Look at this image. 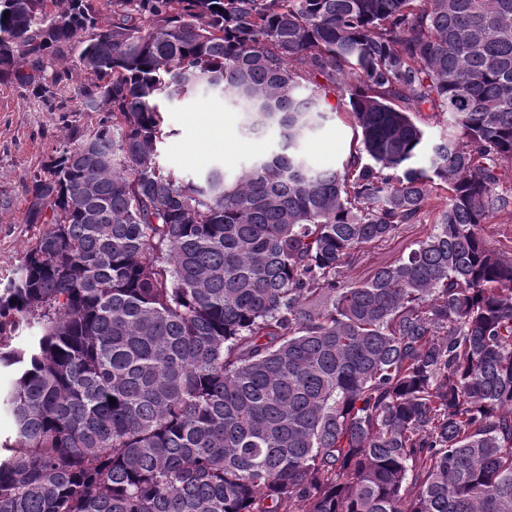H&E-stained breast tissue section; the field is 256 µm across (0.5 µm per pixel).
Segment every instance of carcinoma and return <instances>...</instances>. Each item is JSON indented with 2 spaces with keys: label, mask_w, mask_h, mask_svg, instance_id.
Segmentation results:
<instances>
[{
  "label": "carcinoma",
  "mask_w": 512,
  "mask_h": 512,
  "mask_svg": "<svg viewBox=\"0 0 512 512\" xmlns=\"http://www.w3.org/2000/svg\"><path fill=\"white\" fill-rule=\"evenodd\" d=\"M97 2L0 0V85L52 109L82 76L94 119L30 173L48 229L0 287V512H512V258L481 234L512 220V0ZM202 82L279 133L233 180L158 161ZM342 111L356 145L309 168ZM431 227L430 221H424V218L415 224H407L393 240L355 252L341 268L340 275L350 281L369 279L379 268L391 265L406 255L416 241L426 237Z\"/></svg>",
  "instance_id": "obj_1"
}]
</instances>
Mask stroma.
Wrapping results in <instances>:
<instances>
[{
    "mask_svg": "<svg viewBox=\"0 0 512 512\" xmlns=\"http://www.w3.org/2000/svg\"><path fill=\"white\" fill-rule=\"evenodd\" d=\"M75 102V92H68L64 111L57 112L33 100L20 85H0V279L11 275L44 230L26 221L29 174L68 144L71 123L90 122L74 112ZM167 122L173 134L160 145L159 161L186 178L216 166L227 177L239 176L253 161L274 152L279 140L273 129L261 135L243 131L236 107L202 92L171 103ZM354 138L350 125L335 118L304 141L302 154L311 168L332 170L348 156ZM430 229V222L421 220L406 225L391 241L354 253L342 267V277L369 279L406 255Z\"/></svg>",
    "mask_w": 512,
    "mask_h": 512,
    "instance_id": "obj_1",
    "label": "stroma"
}]
</instances>
